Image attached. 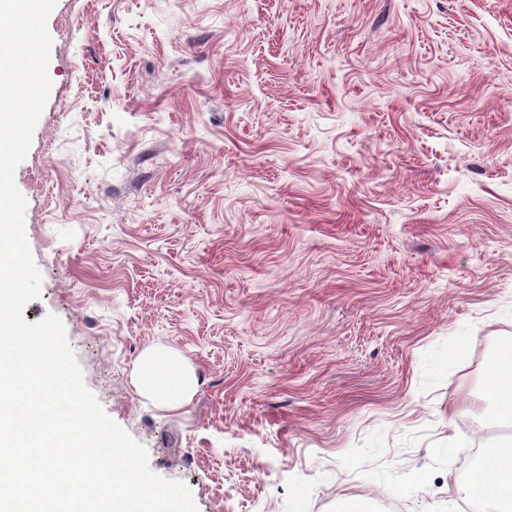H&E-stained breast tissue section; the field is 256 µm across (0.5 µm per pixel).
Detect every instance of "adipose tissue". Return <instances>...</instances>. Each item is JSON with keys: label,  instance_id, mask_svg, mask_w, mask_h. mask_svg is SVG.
Instances as JSON below:
<instances>
[{"label": "adipose tissue", "instance_id": "obj_1", "mask_svg": "<svg viewBox=\"0 0 512 512\" xmlns=\"http://www.w3.org/2000/svg\"><path fill=\"white\" fill-rule=\"evenodd\" d=\"M139 385L165 406L180 407L194 388V377L178 355L145 351L137 365ZM460 494L481 503V512H512V440L495 445L484 463L480 482L460 486Z\"/></svg>", "mask_w": 512, "mask_h": 512}]
</instances>
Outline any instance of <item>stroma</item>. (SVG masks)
Here are the masks:
<instances>
[{
  "instance_id": "obj_1",
  "label": "stroma",
  "mask_w": 512,
  "mask_h": 512,
  "mask_svg": "<svg viewBox=\"0 0 512 512\" xmlns=\"http://www.w3.org/2000/svg\"><path fill=\"white\" fill-rule=\"evenodd\" d=\"M15 182L86 387L197 512H470L512 432V0H57ZM164 346L178 409L135 382ZM139 385L165 406L178 408L194 388V377L178 355L160 349L145 351L137 365ZM490 377L493 382V393L496 398L498 415L501 420L512 423V379H499V364H492Z\"/></svg>"
}]
</instances>
